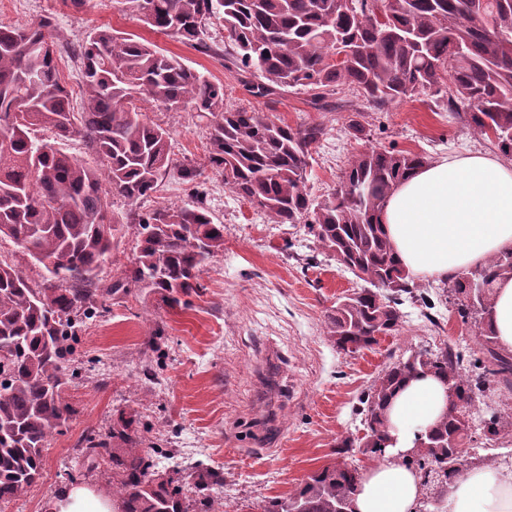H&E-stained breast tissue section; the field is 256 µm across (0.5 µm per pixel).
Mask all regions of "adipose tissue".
<instances>
[{"mask_svg": "<svg viewBox=\"0 0 512 512\" xmlns=\"http://www.w3.org/2000/svg\"><path fill=\"white\" fill-rule=\"evenodd\" d=\"M382 222L412 278L445 281L512 250V164L483 153L424 165L388 198ZM492 326L498 350L512 354V277L498 279ZM447 385L427 375L407 381L387 417L394 445L363 470L354 512H420L419 474L405 463L418 432L451 407ZM442 512H512V464L468 469L444 495Z\"/></svg>", "mask_w": 512, "mask_h": 512, "instance_id": "1", "label": "adipose tissue"}]
</instances>
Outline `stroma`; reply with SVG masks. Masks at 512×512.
Returning a JSON list of instances; mask_svg holds the SVG:
<instances>
[{"instance_id": "35a3bbf8", "label": "stroma", "mask_w": 512, "mask_h": 512, "mask_svg": "<svg viewBox=\"0 0 512 512\" xmlns=\"http://www.w3.org/2000/svg\"><path fill=\"white\" fill-rule=\"evenodd\" d=\"M45 18L70 43L104 27L135 35L222 82L228 105L292 127H321L307 182L317 198L331 192L352 155L370 148L418 152L432 161L451 153L499 152L493 140L467 125L463 113L426 95L381 109L345 89L321 109L304 89L254 97L243 84L244 72L225 61L224 30L217 24L207 30L214 50L204 53L151 30L126 0H89L79 10L63 0H0L2 24L26 28ZM142 111L167 129L175 159L205 163L209 131L193 112L165 111L147 102ZM354 120L364 125L365 139L349 136ZM201 181L196 188L167 173L137 209L143 215L202 193L214 222L224 227V253L206 266L200 293L190 296L189 306L177 308L137 289L105 299L104 310L86 320L70 363L76 376L63 397L72 416L49 437L41 478L23 497L0 503V512H51L71 471L81 485L106 493L112 468L83 467L81 441L111 430L122 413L139 420L160 467L178 463L188 470L204 462L224 477L214 493L225 512H261L265 500L288 496L314 471L335 462L337 439L363 435L360 399L385 366L414 349L448 346L463 354V374L477 377L476 330L442 298L439 282L419 284L431 296L430 310L403 301L396 334L356 354L338 351L327 334V315L339 297L361 288L362 280L323 255L304 227L272 223L225 188L219 174L205 171ZM112 209L120 232L94 279L99 288L111 287L130 267L138 235L121 197H114ZM480 456L495 461L512 456V431L488 438L473 429L462 453L465 468L475 467Z\"/></svg>"}]
</instances>
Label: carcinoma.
<instances>
[{
	"label": "carcinoma",
	"instance_id": "carcinoma-1",
	"mask_svg": "<svg viewBox=\"0 0 512 512\" xmlns=\"http://www.w3.org/2000/svg\"><path fill=\"white\" fill-rule=\"evenodd\" d=\"M147 27L207 52V25L224 26L227 61L252 76L254 97L304 88L318 103L344 87L374 108L402 97L431 93L435 102L463 111L467 125L494 136L512 157V0H127ZM60 35L51 21L29 28L0 25V239L9 238L42 265L51 287L33 288L0 261V502L28 492L41 477L48 438L62 431L72 409L62 394L71 374L81 317L99 297L96 270L117 245L111 214L116 194L136 213L171 169L191 184L200 167L176 164L170 135L144 118L139 101L165 110L190 109L209 121V166L224 186L266 213L275 224H305L336 263L370 284L345 296L328 315L336 347L356 353L379 332L400 323L403 296L429 305L399 261L380 216L397 184L428 163L419 153L371 148L353 156L334 190L314 199L307 186L317 126L292 128L258 112L224 102V84L184 66L146 41L110 29L89 34L80 49L85 97L75 112L56 64ZM344 56L332 64L329 58ZM78 137L100 160L91 167L66 151ZM360 185L355 197L347 188ZM132 267L108 295L130 286L160 295L170 307L199 293L204 267L224 253V225L213 222L198 198L162 206L138 218ZM512 276V251L448 279L459 315L474 320L486 355L485 372L512 386V355L496 348L491 325L497 279ZM482 285L468 304L471 282ZM464 357L450 348L386 366L364 395L367 432L340 440L334 454L352 447L374 459L389 439L386 411L408 379L434 374L462 403L424 434L425 447L408 463L439 469L442 490L460 473L456 449L471 430L475 397L460 374ZM133 417H119L112 431L86 438V465L112 462L117 512H223L211 493L220 472L195 466L188 496L181 469L161 472L140 448ZM498 435L512 416L498 410L481 418ZM359 472L331 464L314 472L263 512H339L353 499Z\"/></svg>",
	"mask_w": 512,
	"mask_h": 512
}]
</instances>
